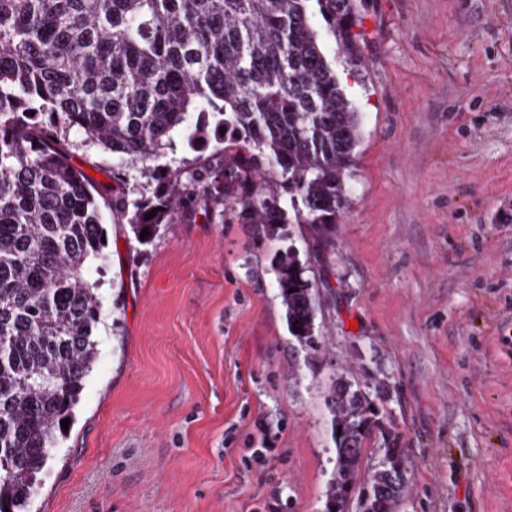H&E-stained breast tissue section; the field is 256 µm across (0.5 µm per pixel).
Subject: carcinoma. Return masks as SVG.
<instances>
[{
	"mask_svg": "<svg viewBox=\"0 0 512 512\" xmlns=\"http://www.w3.org/2000/svg\"><path fill=\"white\" fill-rule=\"evenodd\" d=\"M363 0H0V512H25L98 357L100 297L90 266L106 259L100 204L59 131L155 170L152 196L109 208L135 238L186 202L220 204L257 237L309 224L331 236L360 115L324 48L359 60ZM224 154L184 176L160 160L175 134ZM157 210L149 219L147 213ZM293 246L271 260L288 332L315 348L319 292ZM336 465L325 512L359 480L362 443L382 432L389 468L367 475L370 512H395L406 487L396 436L369 394L334 386Z\"/></svg>",
	"mask_w": 512,
	"mask_h": 512,
	"instance_id": "obj_1",
	"label": "carcinoma"
}]
</instances>
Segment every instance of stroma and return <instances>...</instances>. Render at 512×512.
Returning a JSON list of instances; mask_svg holds the SVG:
<instances>
[{
	"mask_svg": "<svg viewBox=\"0 0 512 512\" xmlns=\"http://www.w3.org/2000/svg\"><path fill=\"white\" fill-rule=\"evenodd\" d=\"M361 17L358 71L336 62L362 138L329 240L185 214L142 245L103 211L99 354L29 512H322L341 378L399 437L396 512H512V0H364ZM66 140L103 194L154 192ZM223 150L178 136L163 163ZM287 243L322 250L315 350L277 295Z\"/></svg>",
	"mask_w": 512,
	"mask_h": 512,
	"instance_id": "35a3bbf8",
	"label": "stroma"
}]
</instances>
